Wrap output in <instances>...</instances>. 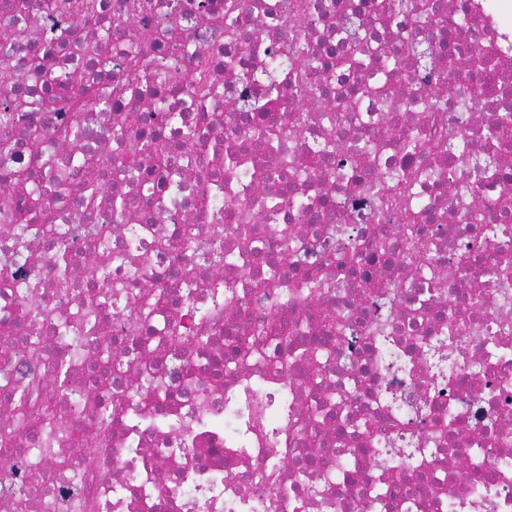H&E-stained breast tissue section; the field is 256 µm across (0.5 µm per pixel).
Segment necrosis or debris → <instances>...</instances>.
<instances>
[{
    "instance_id": "necrosis-or-debris-1",
    "label": "necrosis or debris",
    "mask_w": 512,
    "mask_h": 512,
    "mask_svg": "<svg viewBox=\"0 0 512 512\" xmlns=\"http://www.w3.org/2000/svg\"><path fill=\"white\" fill-rule=\"evenodd\" d=\"M96 2L0 0V512H512V0H433L469 19L455 60L498 51L463 82L422 74L447 31L397 0ZM68 71L108 106L74 114Z\"/></svg>"
}]
</instances>
